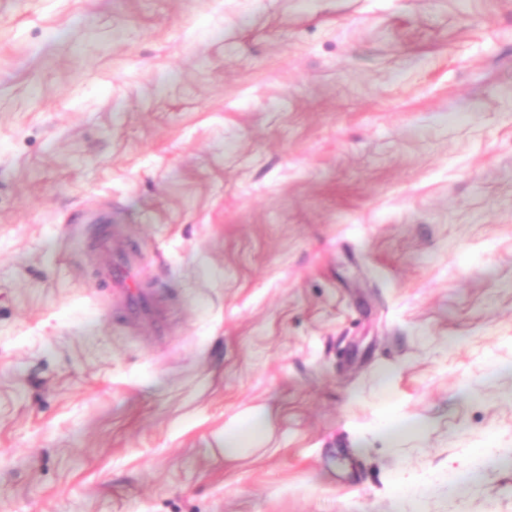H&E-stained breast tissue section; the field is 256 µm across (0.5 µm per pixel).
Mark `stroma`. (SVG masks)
I'll list each match as a JSON object with an SVG mask.
<instances>
[{
    "instance_id": "stroma-1",
    "label": "stroma",
    "mask_w": 512,
    "mask_h": 512,
    "mask_svg": "<svg viewBox=\"0 0 512 512\" xmlns=\"http://www.w3.org/2000/svg\"><path fill=\"white\" fill-rule=\"evenodd\" d=\"M0 512H512V0H0ZM120 239L118 232H111L103 239L102 253L103 263L100 268L102 281L109 288L108 297L112 303L117 299L125 301L130 307L135 306L137 310L144 313H152L155 307L152 291L146 288H136L139 296L133 297L130 293L132 284L125 276L124 271L117 269L113 263L115 243ZM266 419L261 411L248 414L231 430L224 431V454L234 456L245 448V442L258 439L265 433Z\"/></svg>"
}]
</instances>
